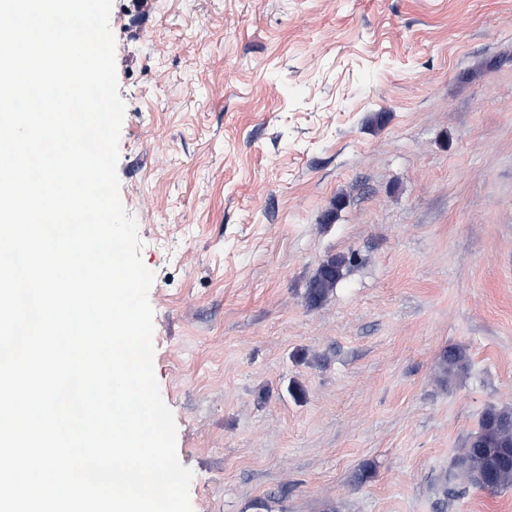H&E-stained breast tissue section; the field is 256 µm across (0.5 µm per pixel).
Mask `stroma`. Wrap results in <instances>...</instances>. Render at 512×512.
I'll return each instance as SVG.
<instances>
[{
  "label": "stroma",
  "mask_w": 512,
  "mask_h": 512,
  "mask_svg": "<svg viewBox=\"0 0 512 512\" xmlns=\"http://www.w3.org/2000/svg\"><path fill=\"white\" fill-rule=\"evenodd\" d=\"M110 27L193 512H512L440 491L512 408V0H113ZM354 261V256H334L328 258L310 281L306 300L310 306L320 305L336 288L343 277V268ZM466 365L467 357L465 351L460 347L445 349L439 357L438 367L445 376L448 373L465 369Z\"/></svg>",
  "instance_id": "1"
}]
</instances>
